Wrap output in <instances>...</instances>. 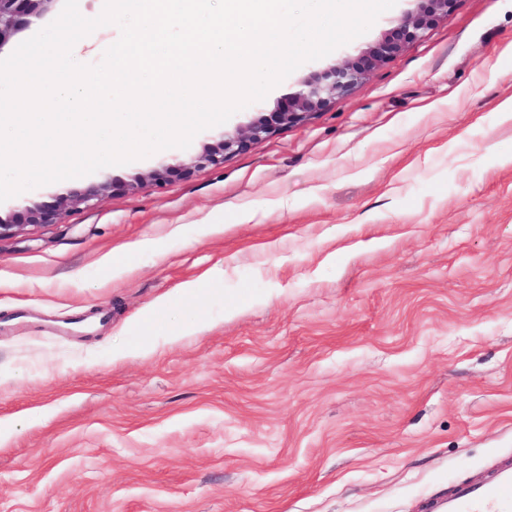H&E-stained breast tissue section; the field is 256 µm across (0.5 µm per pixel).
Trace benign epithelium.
I'll return each instance as SVG.
<instances>
[{
    "instance_id": "1",
    "label": "benign epithelium",
    "mask_w": 512,
    "mask_h": 512,
    "mask_svg": "<svg viewBox=\"0 0 512 512\" xmlns=\"http://www.w3.org/2000/svg\"><path fill=\"white\" fill-rule=\"evenodd\" d=\"M57 0H0V48L6 45L23 27L52 9ZM415 9L401 16L384 37L368 47L355 61H347L304 80L288 103L272 113L271 121L259 122L249 128L248 135L224 136L221 149L206 150L197 157L196 165L217 166L224 157L245 149L254 139L269 133L272 128L288 126L303 120L326 107L331 100L347 96L359 88L368 72L376 65L401 51L406 44L422 38L437 21L448 18L456 0H416ZM187 173L179 162L167 164L154 173V180L163 183L172 176ZM72 194H58L48 204L26 206L18 213V222H0V237L26 224H55L71 203Z\"/></svg>"
}]
</instances>
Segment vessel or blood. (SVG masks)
I'll return each instance as SVG.
<instances>
[{
	"mask_svg": "<svg viewBox=\"0 0 512 512\" xmlns=\"http://www.w3.org/2000/svg\"><path fill=\"white\" fill-rule=\"evenodd\" d=\"M438 512H512V463L501 462L490 481L458 484Z\"/></svg>",
	"mask_w": 512,
	"mask_h": 512,
	"instance_id": "1",
	"label": "vessel or blood"
}]
</instances>
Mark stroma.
I'll list each match as a JSON object with an SVG mask.
<instances>
[{"label":"stroma","instance_id":"obj_1","mask_svg":"<svg viewBox=\"0 0 512 512\" xmlns=\"http://www.w3.org/2000/svg\"><path fill=\"white\" fill-rule=\"evenodd\" d=\"M413 7L188 148L0 203L106 187L0 237V512H431L512 461V0L194 164Z\"/></svg>","mask_w":512,"mask_h":512}]
</instances>
